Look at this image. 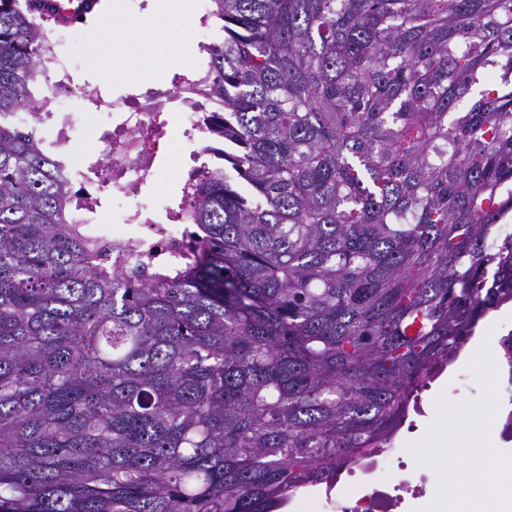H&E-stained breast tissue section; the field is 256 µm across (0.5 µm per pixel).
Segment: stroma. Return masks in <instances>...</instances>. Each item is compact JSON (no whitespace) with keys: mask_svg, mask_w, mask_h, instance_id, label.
<instances>
[{"mask_svg":"<svg viewBox=\"0 0 512 512\" xmlns=\"http://www.w3.org/2000/svg\"><path fill=\"white\" fill-rule=\"evenodd\" d=\"M154 4L155 0H102L97 18L120 17L127 24L110 38L111 52L105 61L91 60L79 46H72L75 61L68 83L81 93L71 97L66 107L70 140L62 147L64 155L82 159L98 150L112 128L113 107L172 88L179 77L190 75L189 65L202 36L216 39L221 35L216 21H203L201 0H191L187 30L177 34L171 49L157 48L153 44L158 19ZM165 119L164 143L156 159L159 185L144 184L137 195L123 200L104 192L97 216L106 223H121L123 213L137 210L157 220L164 217L166 208L177 206L193 160L203 155L208 141L201 136L192 141L183 137L182 107L170 108ZM507 399L504 382H493L468 356H460L422 391L423 412L413 416L412 428L399 430L397 441L406 448L410 463L438 462L448 446L449 433L464 413L484 408L492 400L502 404Z\"/></svg>","mask_w":512,"mask_h":512,"instance_id":"1","label":"stroma"}]
</instances>
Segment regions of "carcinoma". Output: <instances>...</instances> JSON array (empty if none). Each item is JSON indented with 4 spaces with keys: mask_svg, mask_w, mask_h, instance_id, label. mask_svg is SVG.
Listing matches in <instances>:
<instances>
[{
    "mask_svg": "<svg viewBox=\"0 0 512 512\" xmlns=\"http://www.w3.org/2000/svg\"><path fill=\"white\" fill-rule=\"evenodd\" d=\"M191 257L72 224L44 0H0V512H282L512 302V0H210ZM28 113L21 121L17 113Z\"/></svg>",
    "mask_w": 512,
    "mask_h": 512,
    "instance_id": "carcinoma-1",
    "label": "carcinoma"
}]
</instances>
